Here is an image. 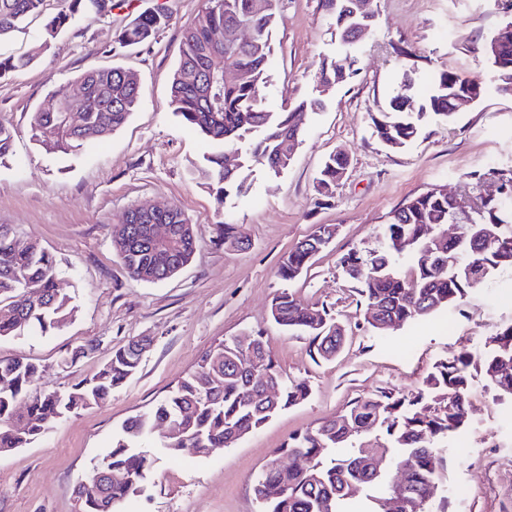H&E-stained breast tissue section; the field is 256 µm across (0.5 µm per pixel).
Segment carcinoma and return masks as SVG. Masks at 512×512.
<instances>
[{
    "mask_svg": "<svg viewBox=\"0 0 512 512\" xmlns=\"http://www.w3.org/2000/svg\"><path fill=\"white\" fill-rule=\"evenodd\" d=\"M45 0H0V38L20 28L25 19L40 14ZM68 9L49 17L48 36L56 35L87 7L97 9L112 0H67ZM347 0H319L330 18L336 38L345 52L320 65L316 85L281 112L264 107L268 88V66L272 33L277 25L280 0H206L193 26L182 36L176 69L170 80L173 114L193 127L218 148L206 156L216 196L224 202L231 192H241L244 170L262 165L269 171L281 165L288 153L302 142L303 122L299 112H317L322 94L347 83L356 75L351 50L358 39L351 35V22L343 10ZM168 21L166 7L142 12L121 32V41L138 45L150 40ZM252 27L251 41L239 43L227 37L219 46L212 40L216 29L229 34L237 26ZM43 42L18 60L0 59V77L34 62L47 48ZM484 51L497 77L496 89L512 86V39L488 40ZM231 64L245 75L228 80L210 70L213 57ZM412 78L390 97L387 111L372 117V135L391 149H402L415 140L428 118L448 121L456 115L448 102L450 93L487 91L484 82L462 80L444 70L438 73L424 100L415 103L408 94ZM53 95L84 107L83 121L97 136L105 137L123 126L138 106L139 85L128 79L122 67L90 68ZM32 139L45 151L69 154L83 138L69 129L59 115L36 112L31 123ZM11 127L0 122V164L12 152ZM236 152L240 164L224 167V150ZM346 170V159L329 155L317 178L319 194H333ZM510 184L500 201L484 204L483 212L471 214L459 225L458 237L445 241L442 251L427 256L431 237L448 234L459 203L433 188L405 200L389 212L380 232V247L366 254L350 251L340 266L367 306L380 307L382 318L403 326L455 305L472 288L471 280L484 283L505 268L512 269V170L490 168L466 175L473 190L487 178ZM170 224L173 235L162 246L154 244L149 225ZM113 245L131 277L158 282L168 278L174 263L184 265L193 256L196 238L193 224L174 205L165 212L147 214L138 208L126 210L113 225ZM322 249L311 234L289 251L280 276L295 279L310 259ZM75 311L71 297L58 288V271L52 257L33 242L18 238L12 228L0 224V338L20 336L27 330L48 333L62 327ZM271 317L288 331L311 337L318 356L330 359L346 340V330L324 308L301 302L288 290L272 301ZM236 340L221 342L206 351L197 369L149 412L122 426L112 449L97 463L75 490L81 512H116L146 480L150 461L137 450L139 439L165 422L177 426V435L162 440L169 452L192 448L201 454L222 448L236 435L256 430L278 412L307 400L311 394L305 381H289L277 370L269 345L260 340L253 359L238 361ZM141 361L133 343L112 353L92 377L67 393H37L29 390L37 366L20 359L0 360V449L22 448L43 437L53 423L65 416L100 405L133 377ZM480 366L484 377L500 398L512 399V325L493 334L477 356L463 352L437 364L423 388L408 397L392 393L353 402L345 413L324 421L318 428L291 437L286 449H297L313 461L306 472L265 468L254 483L255 498L263 512H352L350 503L362 493L378 502L394 492L392 479L381 469L408 461L404 497L409 512H428L436 479L443 468L441 442L458 434L466 423L470 366ZM380 431L386 444L355 447L361 434ZM124 477L110 481L103 468ZM276 484L283 495L270 502L261 500L262 487Z\"/></svg>",
    "mask_w": 512,
    "mask_h": 512,
    "instance_id": "carcinoma-1",
    "label": "carcinoma"
}]
</instances>
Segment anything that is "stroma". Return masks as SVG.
I'll list each match as a JSON object with an SVG mask.
<instances>
[{
  "label": "stroma",
  "mask_w": 512,
  "mask_h": 512,
  "mask_svg": "<svg viewBox=\"0 0 512 512\" xmlns=\"http://www.w3.org/2000/svg\"><path fill=\"white\" fill-rule=\"evenodd\" d=\"M164 3L169 20L149 42L119 43L120 30ZM64 0H47L45 17L0 40V58L45 51L26 69L0 78V120L14 131L13 153L0 164V224L11 225L56 261L58 283L75 313L59 330L0 339V360L38 364L30 388L66 391L95 373L130 339L152 340L138 372L100 405L62 420L39 440L0 454V512H78L75 489L110 450L123 423L154 407L193 372L201 356L241 334L263 335L284 377L308 382L310 397L260 429L200 456L167 454L157 435L140 441L150 472L125 512H260L254 482L271 454L297 433L318 428L354 401L384 393L409 395L439 362L479 353L487 337L512 325V271L470 290L455 306L383 334L366 324V307L344 275L340 257L378 245L388 213L432 188L462 191L466 174L512 169V95L496 90L481 46L512 19V0H377L371 32L354 50L356 76L307 115L305 135L280 175L246 171V188L217 203L205 174L210 143L183 125L170 105V75L184 30L205 0H118L108 16L78 20L47 37L46 16ZM340 46L318 0H282L273 36L266 107L279 112L313 86L320 64ZM123 66L140 79V104L106 139L70 155L34 144V112L54 88L85 70ZM440 70L479 79L488 92L452 120L428 121L407 147L392 150L371 134L405 76L423 94ZM350 159L332 197L318 196L324 159ZM179 206L194 225L196 250L174 276L132 279L112 244V227L129 208ZM248 239L227 248L223 223ZM335 239L293 281H283L285 255L318 225ZM289 291L326 307L347 330L331 360L310 336L281 329L273 298ZM468 420L449 440L432 512H512V401L500 399L473 371Z\"/></svg>",
  "instance_id": "1"
}]
</instances>
